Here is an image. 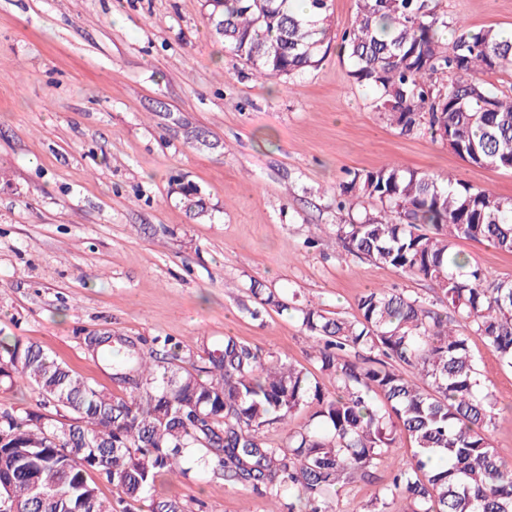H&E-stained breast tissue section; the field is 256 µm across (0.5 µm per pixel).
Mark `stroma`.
<instances>
[{
  "label": "stroma",
  "mask_w": 512,
  "mask_h": 512,
  "mask_svg": "<svg viewBox=\"0 0 512 512\" xmlns=\"http://www.w3.org/2000/svg\"><path fill=\"white\" fill-rule=\"evenodd\" d=\"M466 30H512V0H433ZM332 47L317 67L266 79L225 52L203 0H0V341L22 339L97 389L128 397L88 348L112 334L155 348L172 338L190 369L232 336L316 371L300 309L350 317L385 286L432 302L437 286L348 254L337 225L374 209L350 172L389 163L512 197V171L471 165L430 134H401ZM192 187L201 209L187 207ZM459 252L487 280L512 255ZM282 312L253 317V283ZM469 346L502 413L490 431L512 463V369L484 338ZM268 512L218 473L161 477L135 512Z\"/></svg>",
  "instance_id": "1"
}]
</instances>
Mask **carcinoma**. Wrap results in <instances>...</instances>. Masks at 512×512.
Wrapping results in <instances>:
<instances>
[{
	"label": "carcinoma",
	"instance_id": "carcinoma-1",
	"mask_svg": "<svg viewBox=\"0 0 512 512\" xmlns=\"http://www.w3.org/2000/svg\"><path fill=\"white\" fill-rule=\"evenodd\" d=\"M310 9L305 20L292 0H222L206 21L224 50L277 78L317 67L331 49L329 0H310ZM455 26L428 0H357L340 47L353 81L401 134L425 130L469 164L512 169V95L481 78L512 68V41L492 27L444 38ZM340 195L380 203L336 225L345 251L434 282L447 312L386 288L364 293L351 319L302 309L318 369L339 383L334 396L305 369L232 336L200 371L175 364L179 353L169 349L115 348L104 338L101 356L135 392L129 399L98 390L33 343L0 344V380L34 387L55 412L0 410V512H112L90 473L137 501L159 477L186 475L190 454L231 486L271 500L286 490L298 512H338V487L373 479L404 439L411 460H397L368 512H386L395 496L408 512H512V464L488 436L496 401L467 336L484 337L512 368V280L489 283L453 251L470 239L512 254V201L396 164L353 172ZM284 307L270 289L253 315ZM305 407L316 422L290 427ZM270 428L285 444L267 441Z\"/></svg>",
	"mask_w": 512,
	"mask_h": 512
}]
</instances>
